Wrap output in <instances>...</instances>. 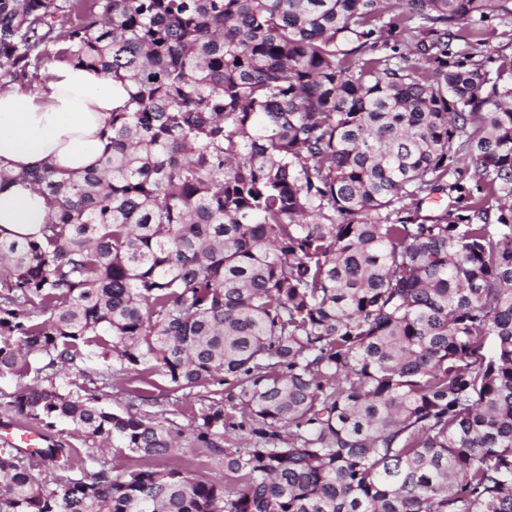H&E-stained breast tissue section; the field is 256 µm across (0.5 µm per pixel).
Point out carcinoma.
Segmentation results:
<instances>
[{
	"mask_svg": "<svg viewBox=\"0 0 512 512\" xmlns=\"http://www.w3.org/2000/svg\"><path fill=\"white\" fill-rule=\"evenodd\" d=\"M490 13L512 0H0V81L127 94L99 166L0 164L48 207L0 228V378L29 381L0 405L81 444L0 448V512H512V60L448 62ZM119 374L196 399L224 484L153 468L183 428L107 405Z\"/></svg>",
	"mask_w": 512,
	"mask_h": 512,
	"instance_id": "1",
	"label": "carcinoma"
}]
</instances>
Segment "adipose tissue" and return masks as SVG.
<instances>
[{
    "instance_id": "obj_1",
    "label": "adipose tissue",
    "mask_w": 512,
    "mask_h": 512,
    "mask_svg": "<svg viewBox=\"0 0 512 512\" xmlns=\"http://www.w3.org/2000/svg\"><path fill=\"white\" fill-rule=\"evenodd\" d=\"M123 89L100 72L61 65L36 89L0 88V162L23 172L45 166L70 174L94 167L105 148L98 136ZM47 220L41 194L26 183L0 186V228L20 238Z\"/></svg>"
}]
</instances>
